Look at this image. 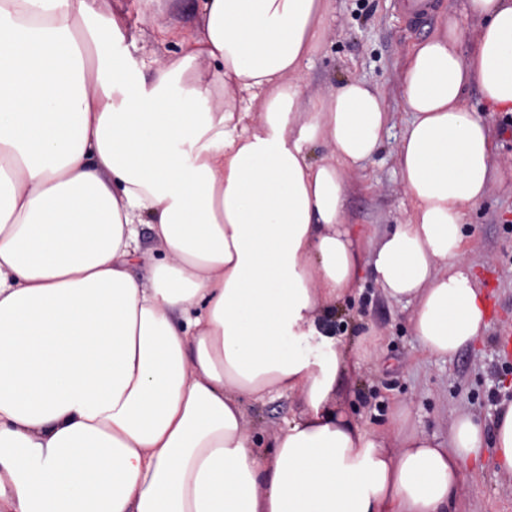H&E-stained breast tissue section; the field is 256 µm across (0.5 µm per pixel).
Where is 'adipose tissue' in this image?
I'll return each mask as SVG.
<instances>
[{"label": "adipose tissue", "instance_id": "obj_1", "mask_svg": "<svg viewBox=\"0 0 512 512\" xmlns=\"http://www.w3.org/2000/svg\"><path fill=\"white\" fill-rule=\"evenodd\" d=\"M328 0H202L201 27L150 75L108 0H0V512H452L494 448L512 473V401L447 442L375 435L337 407L357 361L319 314L370 275L412 303L425 354L486 327L463 260L468 208L512 174L460 105L512 112V0H466L401 74L397 172L411 201L377 243L346 174L392 114L359 79L303 97ZM258 121H251L252 111ZM328 145L334 159L312 160ZM149 225L164 252L129 266ZM302 407L262 454L248 399Z\"/></svg>", "mask_w": 512, "mask_h": 512}]
</instances>
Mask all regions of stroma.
Wrapping results in <instances>:
<instances>
[{
    "label": "stroma",
    "instance_id": "1",
    "mask_svg": "<svg viewBox=\"0 0 512 512\" xmlns=\"http://www.w3.org/2000/svg\"><path fill=\"white\" fill-rule=\"evenodd\" d=\"M128 12V41L135 65L149 70L159 56H176L177 36L162 28L177 24L180 34L201 25V0H112ZM438 26L411 29L395 0H330L326 37L306 72V93L328 91L356 78L379 89L394 113V125L364 169L349 172L345 210L358 228L383 236L404 220L410 200L397 174L395 149L407 115L400 102V72L411 47ZM462 106L490 127L501 157L512 159V115L491 111L477 87H468ZM471 235L465 259L477 275L487 303V327L475 345L452 358L427 356L410 325L411 306L387 299L365 279L353 297L336 304L330 325L342 334L357 370L338 381L341 408L366 429L385 434L394 401L412 408L409 430L447 439L455 420L472 415L492 424L501 401L512 400V365L498 348L502 329L512 327V177L495 179L487 196L467 211ZM249 433L269 444L301 412L297 398L275 396L245 403ZM459 512H512V474L503 472L493 450L481 467L468 468L459 492Z\"/></svg>",
    "mask_w": 512,
    "mask_h": 512
}]
</instances>
